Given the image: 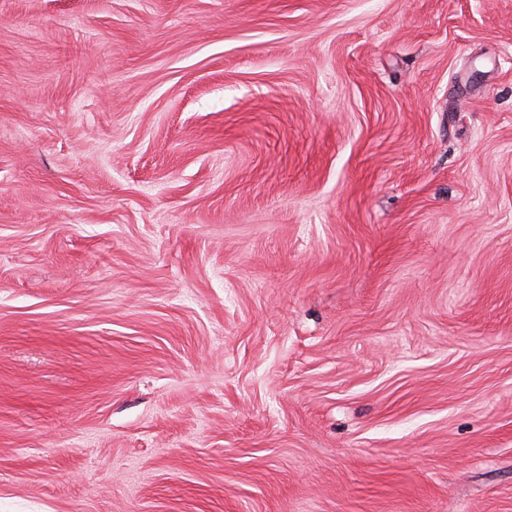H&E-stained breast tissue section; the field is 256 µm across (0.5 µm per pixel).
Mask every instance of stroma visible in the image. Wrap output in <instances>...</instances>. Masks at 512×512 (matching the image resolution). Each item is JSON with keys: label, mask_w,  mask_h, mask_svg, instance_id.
Segmentation results:
<instances>
[{"label": "stroma", "mask_w": 512, "mask_h": 512, "mask_svg": "<svg viewBox=\"0 0 512 512\" xmlns=\"http://www.w3.org/2000/svg\"><path fill=\"white\" fill-rule=\"evenodd\" d=\"M0 512H512V0H0Z\"/></svg>", "instance_id": "stroma-1"}]
</instances>
